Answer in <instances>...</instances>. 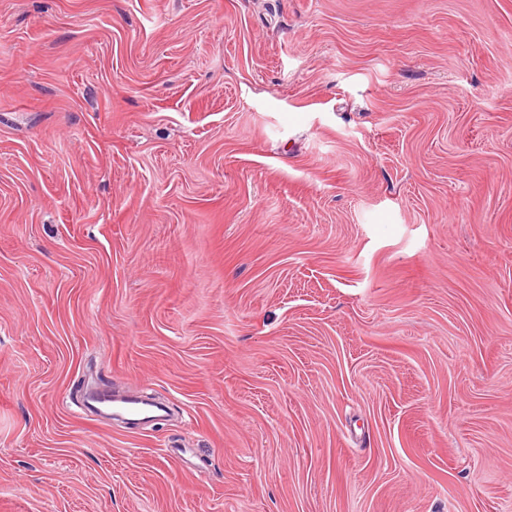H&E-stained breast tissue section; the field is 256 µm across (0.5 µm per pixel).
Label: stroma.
Segmentation results:
<instances>
[{"label": "stroma", "mask_w": 512, "mask_h": 512, "mask_svg": "<svg viewBox=\"0 0 512 512\" xmlns=\"http://www.w3.org/2000/svg\"><path fill=\"white\" fill-rule=\"evenodd\" d=\"M0 512H512V0H0ZM89 399L104 407L112 405V414L127 418H137L153 411L154 406L135 398L112 396V394L94 390Z\"/></svg>", "instance_id": "stroma-1"}]
</instances>
